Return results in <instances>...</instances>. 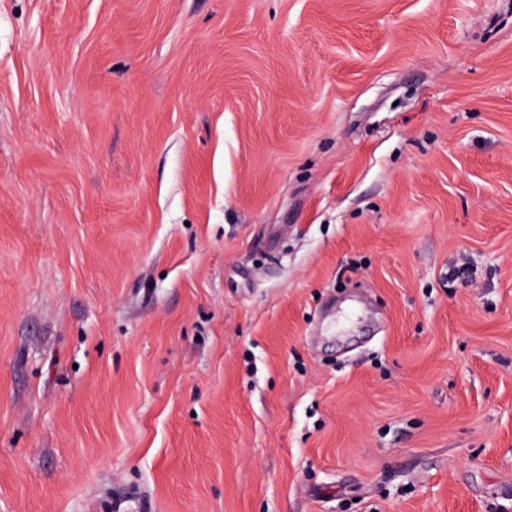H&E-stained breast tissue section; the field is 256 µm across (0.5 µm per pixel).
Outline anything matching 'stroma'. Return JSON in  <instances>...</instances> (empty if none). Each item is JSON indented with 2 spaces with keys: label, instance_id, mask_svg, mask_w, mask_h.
<instances>
[{
  "label": "stroma",
  "instance_id": "35a3bbf8",
  "mask_svg": "<svg viewBox=\"0 0 512 512\" xmlns=\"http://www.w3.org/2000/svg\"><path fill=\"white\" fill-rule=\"evenodd\" d=\"M0 512H512V0H0Z\"/></svg>",
  "mask_w": 512,
  "mask_h": 512
}]
</instances>
